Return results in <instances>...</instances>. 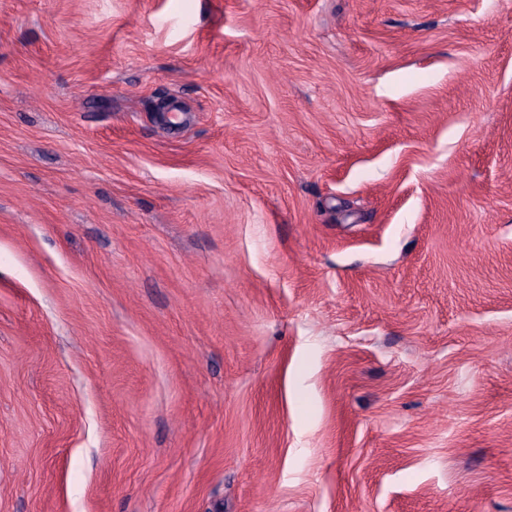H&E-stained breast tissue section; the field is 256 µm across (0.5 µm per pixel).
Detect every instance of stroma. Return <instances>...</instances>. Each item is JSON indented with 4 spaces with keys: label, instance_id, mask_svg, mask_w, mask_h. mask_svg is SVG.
<instances>
[{
    "label": "stroma",
    "instance_id": "35a3bbf8",
    "mask_svg": "<svg viewBox=\"0 0 512 512\" xmlns=\"http://www.w3.org/2000/svg\"><path fill=\"white\" fill-rule=\"evenodd\" d=\"M0 512H512V0H0Z\"/></svg>",
    "mask_w": 512,
    "mask_h": 512
}]
</instances>
